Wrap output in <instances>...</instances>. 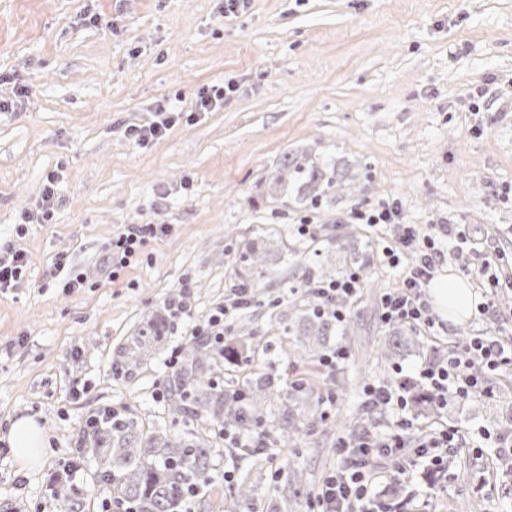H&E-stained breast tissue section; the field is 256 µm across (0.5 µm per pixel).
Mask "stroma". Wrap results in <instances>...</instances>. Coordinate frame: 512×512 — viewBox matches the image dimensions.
Instances as JSON below:
<instances>
[{
    "label": "stroma",
    "instance_id": "stroma-1",
    "mask_svg": "<svg viewBox=\"0 0 512 512\" xmlns=\"http://www.w3.org/2000/svg\"><path fill=\"white\" fill-rule=\"evenodd\" d=\"M222 82L235 88L223 110L192 115L203 89ZM1 98L16 106L0 112V243L28 264L21 285L0 293V512H63L52 484L91 486L92 460L64 470L98 407L133 408L145 427L157 425L158 382L217 307L228 308L227 335L248 328L270 346L255 367L284 377L287 351L318 357L315 338L284 328L325 257H335L336 277L358 271L364 286L346 313L349 332L331 338L348 352L335 374L349 385L304 411L352 420L367 385L420 368L434 349L388 353L378 306L401 270L381 262L357 213L386 204L424 234L468 225L505 254L502 273L512 275V0H245L230 15L224 0H0ZM161 104L180 113L167 135L130 140L126 128L152 122ZM297 151L347 163L348 187L331 209L274 192L278 160ZM53 173L51 222H23ZM305 220L315 236L298 234ZM128 224L172 231L113 280L107 248ZM266 240L276 251L252 305L230 309V287L246 273L242 250ZM61 255L84 287H62L52 271ZM183 288L186 311L164 347L134 379L114 378L113 352ZM490 383L493 398L449 403L432 428L498 434L512 417V373ZM24 415L47 437L26 470L6 440ZM337 462L335 447L312 437L274 457L223 449L190 512H222L228 471L255 482V512L272 500L282 512H311ZM406 467L400 477L378 468L376 500L396 493L412 512H512V476L496 449L451 450L442 474L414 456ZM278 468L302 473L305 489L274 478Z\"/></svg>",
    "mask_w": 512,
    "mask_h": 512
}]
</instances>
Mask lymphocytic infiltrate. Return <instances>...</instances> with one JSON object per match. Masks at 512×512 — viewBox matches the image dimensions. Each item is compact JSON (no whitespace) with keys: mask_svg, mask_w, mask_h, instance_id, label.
<instances>
[{"mask_svg":"<svg viewBox=\"0 0 512 512\" xmlns=\"http://www.w3.org/2000/svg\"><path fill=\"white\" fill-rule=\"evenodd\" d=\"M364 221L382 231V255L389 263H398L404 253L416 256L414 263L403 270L399 287L382 295V321L405 323L426 336H434L436 320L425 287L443 259L435 236L420 235L415 225L401 222L398 212L390 207L365 215ZM170 231L167 224L126 225L113 238L107 260L113 269L125 268L148 240L163 238ZM461 270L476 280L482 290V300L476 307L478 317L501 323V331L494 336L472 337L467 344L434 356L414 375L400 377L397 384L368 385L364 390L366 404L376 412L395 413L396 420L381 437L368 434L350 440L338 438L336 450L344 463L326 478L315 495L316 512H374L370 457L392 463L402 475L406 469L401 451L411 448L417 457L427 459L430 466L438 469L444 462L443 450L469 440V431L458 427L440 432L414 430L411 413L413 391L427 393L444 408L452 398L464 403L477 395L492 396L489 375L512 368V306H503L500 301L504 290L512 288V280L502 279L496 261L488 256L479 267L465 264ZM361 286L360 274L353 272L315 288L316 306L321 312L330 313L335 321H344V307L356 297Z\"/></svg>","mask_w":512,"mask_h":512,"instance_id":"1","label":"lymphocytic infiltrate"}]
</instances>
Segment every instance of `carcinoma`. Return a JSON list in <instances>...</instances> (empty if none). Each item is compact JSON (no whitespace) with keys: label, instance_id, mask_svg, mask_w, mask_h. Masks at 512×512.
Returning a JSON list of instances; mask_svg holds the SVG:
<instances>
[{"label":"carcinoma","instance_id":"obj_1","mask_svg":"<svg viewBox=\"0 0 512 512\" xmlns=\"http://www.w3.org/2000/svg\"><path fill=\"white\" fill-rule=\"evenodd\" d=\"M346 177L334 163L319 165L303 154L288 153L276 169L273 187L298 205L318 208L343 190ZM269 252L253 243L246 247L241 255L249 268L244 282L260 287ZM293 311L298 316L286 332L297 329L326 345L335 322L321 315L312 301ZM169 327L166 316H147L137 334L113 355L112 376L134 378L153 358ZM254 355L251 332L245 328L225 337L222 347L197 336L181 349L156 390L172 421L191 425L181 433L171 436L164 426L147 433L139 415L126 408L108 417L91 413L81 447L92 456L96 482L107 491L116 512H185L187 495L202 496L212 484V463L226 427L243 437L259 434L274 445L318 426L332 430L325 416L297 411L296 405L315 392L314 382L305 377L289 382L288 402L269 414L265 402L281 392L280 379L272 373L251 371L239 387L224 386V363L249 364ZM51 496L64 502V512H84L81 490L58 481ZM253 501L254 487L243 481L233 487L228 512H251Z\"/></svg>","mask_w":512,"mask_h":512}]
</instances>
